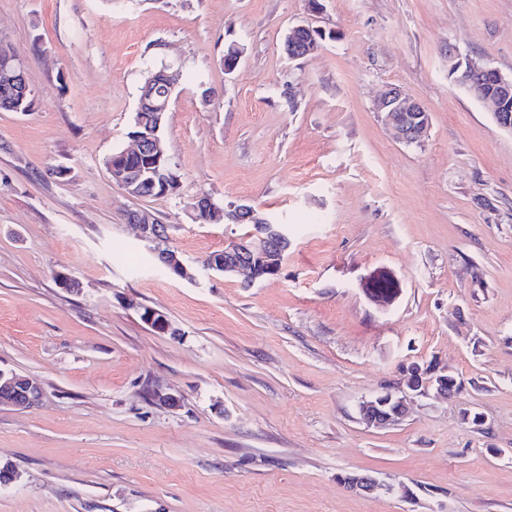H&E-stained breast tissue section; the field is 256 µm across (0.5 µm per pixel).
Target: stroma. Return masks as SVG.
Masks as SVG:
<instances>
[{"label": "stroma", "instance_id": "obj_1", "mask_svg": "<svg viewBox=\"0 0 512 512\" xmlns=\"http://www.w3.org/2000/svg\"><path fill=\"white\" fill-rule=\"evenodd\" d=\"M319 2L0 0L39 99L0 111V369L46 392L0 406V466L19 473L0 512H512V133L448 77L452 48L512 74V0ZM299 24L325 38L292 60ZM165 65L182 72L162 133L180 187L133 198L105 160ZM390 86L428 110L421 144L378 118ZM202 195L291 225L279 275L208 270L245 227L195 223ZM382 271L400 288L385 310L366 296ZM414 363L461 390L366 427L361 401Z\"/></svg>", "mask_w": 512, "mask_h": 512}]
</instances>
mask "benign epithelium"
Here are the masks:
<instances>
[{"label": "benign epithelium", "mask_w": 512, "mask_h": 512, "mask_svg": "<svg viewBox=\"0 0 512 512\" xmlns=\"http://www.w3.org/2000/svg\"><path fill=\"white\" fill-rule=\"evenodd\" d=\"M304 32L311 34L313 28L299 24L289 30V58L303 57L305 46L299 37ZM4 54L6 62L0 67V85L13 89L14 104L11 110L30 112L36 105V96L29 86L24 62L9 50L4 51ZM448 70L461 73L460 81L478 91L481 101L491 107L496 123L502 129L512 132V76L507 77L481 60L464 56L453 49L448 50ZM181 80V72L171 66L158 71L151 70L145 77V95L140 101L136 124L130 133L134 143L132 151L144 161L143 174L135 175L124 168L120 159L127 155L125 151L112 155L105 163L112 181L132 197L141 195L145 181L154 187H161L166 194L179 188L180 180L165 154L160 131L172 95ZM376 112L384 124L396 131L399 139L407 145L421 143L430 126V115L424 106L396 87H389L380 95L376 102ZM192 209L194 220L198 222L208 220L218 223L227 220L233 224H252L256 227L251 235L231 240L224 259L210 258L208 269L225 275H240L246 287L262 280L263 273L259 265L270 262L272 255L279 252L286 238L283 230L274 227L271 218L250 205L239 204L221 210L209 195L196 198ZM130 219L138 225L142 239L151 242L164 239L165 233L158 222L150 217L133 213ZM144 321L160 333L169 329L167 317L155 310L147 311ZM458 389L456 377L446 370L436 367L423 369L412 364L406 369L403 385L359 404L360 420L369 428L380 429L395 425L407 415L408 395L420 397L432 393L436 397L449 398ZM44 397L43 386L31 377L0 370V406L32 408L40 405ZM343 481L351 489L363 494H372L381 488L377 479L369 474H349L343 477Z\"/></svg>", "instance_id": "7a95c632"}]
</instances>
